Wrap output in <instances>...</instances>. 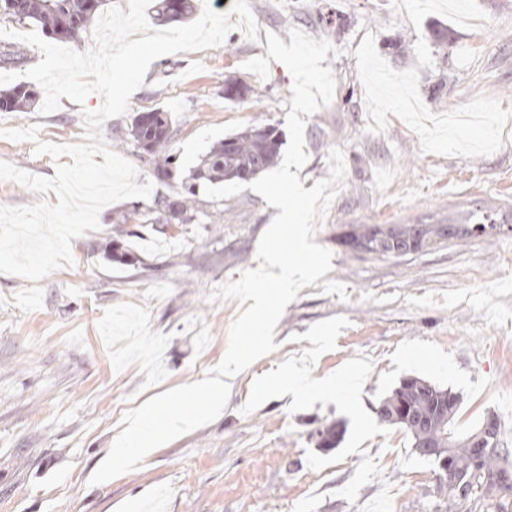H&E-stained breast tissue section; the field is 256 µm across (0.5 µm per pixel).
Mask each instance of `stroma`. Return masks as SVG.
<instances>
[{"label": "stroma", "mask_w": 512, "mask_h": 512, "mask_svg": "<svg viewBox=\"0 0 512 512\" xmlns=\"http://www.w3.org/2000/svg\"><path fill=\"white\" fill-rule=\"evenodd\" d=\"M486 14L478 31L431 14L421 27L395 13L389 0H250L260 32L289 41L297 28L342 49L327 59L336 79L330 105L305 125L309 159L298 176L304 188L327 177V154L341 148L342 191L315 241L333 254V268L302 288L281 317L276 350L230 382L220 416L151 452L142 466L105 483L89 479L106 457L129 409L173 387L203 379L222 359L237 301L211 302L212 289L258 266L257 246L278 210L252 190L200 198L193 224H121L120 214L148 213L152 200L105 206L100 228L73 239L74 264L32 282L0 274V512H292L309 494L323 495L316 512H358L381 489L362 487L356 503L337 497L363 456L399 486L395 512H440L434 465L417 455L409 435L364 441L354 453L309 483L307 451L316 431L349 426L335 404L289 413L273 398L245 415L253 380L309 348L302 335L337 315L350 324L335 350L320 356L322 378L351 358H372L362 403L374 411L407 377L452 389L461 398L457 424L467 429L487 415L500 421L501 444L512 449V119L492 155L468 159L423 153L418 136L397 117L384 133L367 130V110L355 50L374 33L378 53L394 69L418 68L419 93L433 112L478 97L512 110V0H477ZM447 39H437L439 30ZM424 40L433 67H418ZM267 44L234 29L213 49L181 52L152 62L127 114L102 134L152 179L128 135L133 113L165 107L179 132L169 180L158 194L175 195L202 155L245 127H284L292 77L271 63L267 79L245 70ZM248 90L224 96L226 82ZM101 105L62 99L58 110L2 112L0 127L39 125L42 141L80 142L83 110ZM0 161L41 177L55 174L50 156L33 143L0 138ZM366 224H447L453 238L404 254L369 253L344 245ZM384 479V480H385Z\"/></svg>", "instance_id": "1"}]
</instances>
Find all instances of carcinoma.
Returning <instances> with one entry per match:
<instances>
[{"label":"carcinoma","instance_id":"1","mask_svg":"<svg viewBox=\"0 0 512 512\" xmlns=\"http://www.w3.org/2000/svg\"><path fill=\"white\" fill-rule=\"evenodd\" d=\"M103 0H0V18L7 21L31 22L51 38L76 41L97 18ZM156 19L162 25L180 22L193 12V0H157ZM29 60L27 50L17 44L0 43V64L21 65ZM38 93L23 84L0 90V111L26 112L36 102ZM155 118L146 124L134 116L129 129L134 144L153 165L154 177L165 181L172 175L176 155L171 153L175 136L171 112L155 108ZM281 134L271 125H253L233 134L214 146L194 170L190 184L179 197L171 200L160 196L155 200L149 224H191L197 216L196 183L217 184L230 181H246L269 169L278 158ZM172 201L177 215L170 216L166 202ZM408 236L421 249L436 239H447L454 235L450 227L440 230L426 224H407L400 229H386L380 224L366 226L361 233L354 234L348 244L366 252L375 241H389L396 236ZM459 400V395L450 389L436 386L417 377L403 379L399 386L376 409L377 415L392 407L405 404L415 416L424 418L421 426L413 427L404 421L396 422L411 438L415 452L424 447L443 449L458 469L461 480L472 486V492L462 495L445 483H438V494L444 502L446 512H456L457 506L477 495L485 496L501 490L496 477L504 471H512V451L496 448L473 462L469 440L476 431L460 432L455 426L459 405L445 410L448 399Z\"/></svg>","mask_w":512,"mask_h":512}]
</instances>
